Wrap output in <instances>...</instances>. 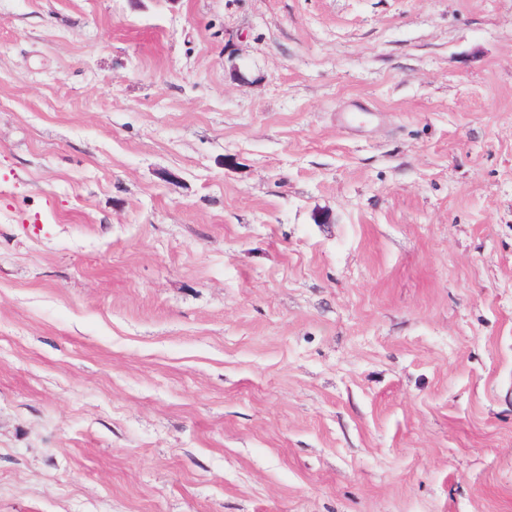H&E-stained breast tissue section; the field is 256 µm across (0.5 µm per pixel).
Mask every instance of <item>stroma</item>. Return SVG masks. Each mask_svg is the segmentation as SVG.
Instances as JSON below:
<instances>
[{
  "label": "stroma",
  "mask_w": 512,
  "mask_h": 512,
  "mask_svg": "<svg viewBox=\"0 0 512 512\" xmlns=\"http://www.w3.org/2000/svg\"><path fill=\"white\" fill-rule=\"evenodd\" d=\"M0 512H512V0H0Z\"/></svg>",
  "instance_id": "obj_1"
}]
</instances>
